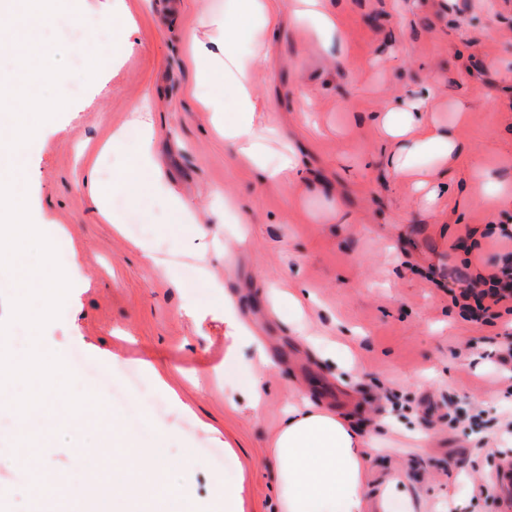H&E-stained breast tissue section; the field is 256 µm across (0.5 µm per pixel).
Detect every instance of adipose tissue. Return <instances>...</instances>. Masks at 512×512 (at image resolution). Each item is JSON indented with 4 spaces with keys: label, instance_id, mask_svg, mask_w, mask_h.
I'll list each match as a JSON object with an SVG mask.
<instances>
[{
    "label": "adipose tissue",
    "instance_id": "adipose-tissue-1",
    "mask_svg": "<svg viewBox=\"0 0 512 512\" xmlns=\"http://www.w3.org/2000/svg\"><path fill=\"white\" fill-rule=\"evenodd\" d=\"M288 20L306 23L320 48L335 50L337 62H345L344 38L330 0H224L223 10L203 15L200 26L206 36L193 43L198 75L192 95L202 111L223 122L225 142L261 185L301 180L294 147H273L265 123L268 104L256 91L258 63L270 58ZM50 56L45 46L27 56L18 42L0 35V59L19 65L18 73L0 76L1 109L25 110L41 119L60 105L66 90L49 64ZM438 106L439 90L432 78L376 118L386 144L378 163L411 182L424 206L447 192L448 163L461 150L453 129L431 120ZM112 147L129 155L125 168L113 176L119 187L162 201L181 223H195V214L156 179L151 135L128 150L116 134ZM224 322L232 331L225 361L237 360L240 346L246 344L253 347L257 365L270 367L268 343L259 325L242 318L239 302L230 294L224 297ZM366 446L348 416L310 403L289 408L271 450L275 512H367ZM85 467L108 468L112 491L93 502L81 499L82 512H139L140 501L147 498L155 500L157 512H191L187 488L169 481L171 463L162 445L137 447L116 429L111 456L89 455Z\"/></svg>",
    "mask_w": 512,
    "mask_h": 512
}]
</instances>
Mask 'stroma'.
<instances>
[{
    "mask_svg": "<svg viewBox=\"0 0 512 512\" xmlns=\"http://www.w3.org/2000/svg\"><path fill=\"white\" fill-rule=\"evenodd\" d=\"M76 20H133L131 44L111 38L76 54L74 38L51 42L55 69L79 82L65 105L41 124L36 142L14 162L0 154V170L20 164L30 215L58 250L72 283L61 315L42 332L50 351L69 368L90 365L112 378L118 428L146 446L173 420L169 441L176 484L191 491L194 512H215L225 482L246 461L249 512H270V445L285 410L310 399L351 414L363 429L377 415L390 428L370 447L369 501L393 482L389 512H512V480L498 473L512 463V370L497 357L512 345V315L489 324L465 320L448 293L449 272L481 274L512 260V241L487 227L512 225V210L493 196L472 199L464 183L482 172L512 179V0H344L340 16L348 55L332 63L310 29L285 27L257 86L269 104L267 121L295 147L313 185L262 186L224 145L209 113L189 90L194 83L191 39L200 14L224 0H66ZM439 74V119L454 125L463 151L450 165L451 183L434 211L421 210L409 182L371 165L382 147L377 112L429 75ZM151 96L160 172L171 191L214 232L223 225L225 195L243 212L246 236L232 268L213 262L228 290L252 289L246 308L263 313L266 288L297 283L316 304L306 311L320 355L301 350L293 326L269 322L262 331L275 362L258 411L245 407L257 370L242 347L228 363L224 304L206 288L194 259L177 258L178 286L154 271L133 247L155 236L167 210L145 197L111 190L117 234L89 207L88 153L116 130L127 144L141 138L133 110ZM317 107L316 127L302 119L304 100ZM466 103L464 122L453 108ZM351 217L337 223L336 212ZM156 237V236H155ZM154 364L167 388L147 372ZM63 401L42 408L33 426L41 446L25 464L0 463V492L13 512H30L29 477L50 462L70 497L83 479L75 448L85 433L60 434ZM213 433L199 430V422ZM431 432L426 452L413 448L415 431ZM239 451L224 452L225 443Z\"/></svg>",
    "mask_w": 512,
    "mask_h": 512,
    "instance_id": "35a3bbf8",
    "label": "stroma"
}]
</instances>
